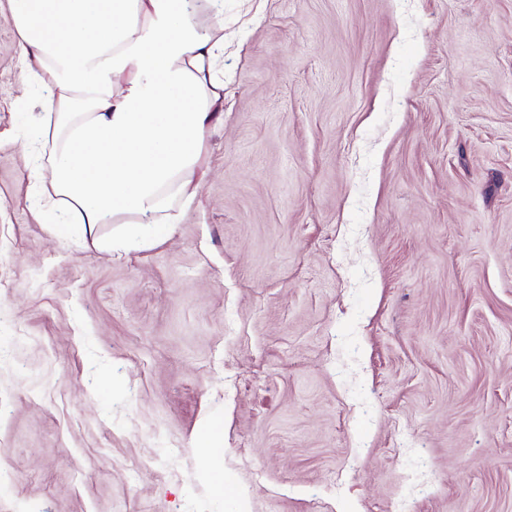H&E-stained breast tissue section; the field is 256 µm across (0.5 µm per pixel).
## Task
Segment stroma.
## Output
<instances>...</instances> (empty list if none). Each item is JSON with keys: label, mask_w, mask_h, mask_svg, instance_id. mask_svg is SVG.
I'll return each mask as SVG.
<instances>
[{"label": "stroma", "mask_w": 512, "mask_h": 512, "mask_svg": "<svg viewBox=\"0 0 512 512\" xmlns=\"http://www.w3.org/2000/svg\"><path fill=\"white\" fill-rule=\"evenodd\" d=\"M224 39L173 234L60 238L0 0V512H512V0H224Z\"/></svg>", "instance_id": "stroma-1"}]
</instances>
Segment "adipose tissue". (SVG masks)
Masks as SVG:
<instances>
[{
	"instance_id": "1",
	"label": "adipose tissue",
	"mask_w": 512,
	"mask_h": 512,
	"mask_svg": "<svg viewBox=\"0 0 512 512\" xmlns=\"http://www.w3.org/2000/svg\"><path fill=\"white\" fill-rule=\"evenodd\" d=\"M34 125L52 171L40 217L58 236L123 224L132 245L170 236L208 175L224 109V21L196 0H9Z\"/></svg>"
}]
</instances>
